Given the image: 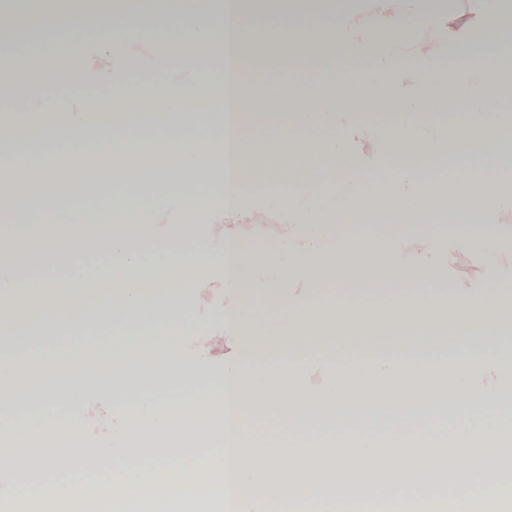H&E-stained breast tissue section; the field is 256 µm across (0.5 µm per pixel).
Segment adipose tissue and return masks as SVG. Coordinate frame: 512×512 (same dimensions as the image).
Returning <instances> with one entry per match:
<instances>
[{
  "label": "adipose tissue",
  "instance_id": "obj_1",
  "mask_svg": "<svg viewBox=\"0 0 512 512\" xmlns=\"http://www.w3.org/2000/svg\"><path fill=\"white\" fill-rule=\"evenodd\" d=\"M247 7L236 0L238 46L272 34L279 52L239 66L236 109L241 125L261 113L295 130L285 141L238 133L225 145L223 113L199 107L224 90L222 0H177L145 20L123 0H94L91 13L70 14L44 50L0 56V99L10 106L0 140L31 125L59 146L91 140L90 150L58 163L33 148L1 156L0 185L33 179L50 201L98 180H200L190 194L125 197L123 224H89L74 208L22 224L19 202L0 206V293L31 301L0 309V340L27 344L21 356L0 355L1 395L87 363H175L162 376L46 388L36 402L16 401L0 413V478L20 477L18 493L39 512H276L284 500L301 512H475L502 501L512 473L479 451L512 442V292L479 291L448 270L467 252L512 272V252L502 247L512 225L495 219L512 208V127L502 121L512 64L474 65L468 33L447 31L440 17L411 27L422 0H366L372 26L351 11L325 30L293 22L257 29L243 19ZM340 69L352 80L300 95L275 89L286 73ZM149 70L163 71L165 81L133 80ZM248 74L268 90L247 85ZM83 84L102 95L66 94ZM147 99L192 122L195 133L152 141L109 122L115 102L133 108ZM445 106L458 111L457 122L441 121ZM376 109L389 119L380 132L366 119ZM311 126L324 136L300 137ZM376 133L391 146L369 168L353 144ZM147 151L156 156L149 169ZM450 167V182L435 179ZM252 185L268 188L265 204L282 219L263 250L247 245L265 232L244 203ZM173 202L182 221L161 226ZM445 224L463 231L443 244ZM363 225L369 235H357ZM393 225L416 228L417 242L384 246ZM202 228L217 233L222 248L187 251ZM99 253L115 269L104 289L88 261ZM146 264L154 278L141 275ZM60 266L81 268L79 287L53 286ZM211 269L232 303L200 322L187 298ZM329 294L347 309H316ZM375 297L390 303L379 316L368 306ZM244 302L279 307L282 318L246 330ZM213 333L231 348L218 375L184 353L191 335ZM107 390L113 419L147 434L92 451L83 440L84 399ZM382 395L397 406L386 456L362 419ZM249 432L277 433L284 446L253 456L242 446ZM38 438L66 444V456L40 455L18 473L17 449ZM319 438L330 444L321 464ZM199 457L202 473L186 465Z\"/></svg>",
  "mask_w": 512,
  "mask_h": 512
}]
</instances>
